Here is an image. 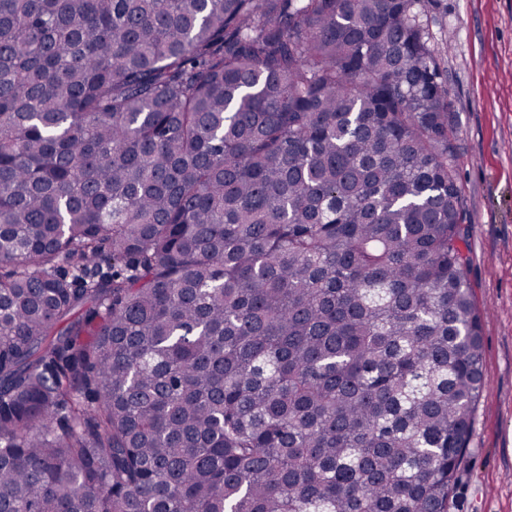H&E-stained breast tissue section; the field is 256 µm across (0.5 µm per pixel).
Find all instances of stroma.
<instances>
[{"mask_svg": "<svg viewBox=\"0 0 512 512\" xmlns=\"http://www.w3.org/2000/svg\"><path fill=\"white\" fill-rule=\"evenodd\" d=\"M470 263L483 312L485 389L449 512H512V0H433Z\"/></svg>", "mask_w": 512, "mask_h": 512, "instance_id": "35a3bbf8", "label": "stroma"}]
</instances>
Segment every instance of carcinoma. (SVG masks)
I'll list each match as a JSON object with an SVG mask.
<instances>
[{
	"label": "carcinoma",
	"instance_id": "obj_1",
	"mask_svg": "<svg viewBox=\"0 0 512 512\" xmlns=\"http://www.w3.org/2000/svg\"><path fill=\"white\" fill-rule=\"evenodd\" d=\"M429 0H0V512H448L485 387Z\"/></svg>",
	"mask_w": 512,
	"mask_h": 512
}]
</instances>
